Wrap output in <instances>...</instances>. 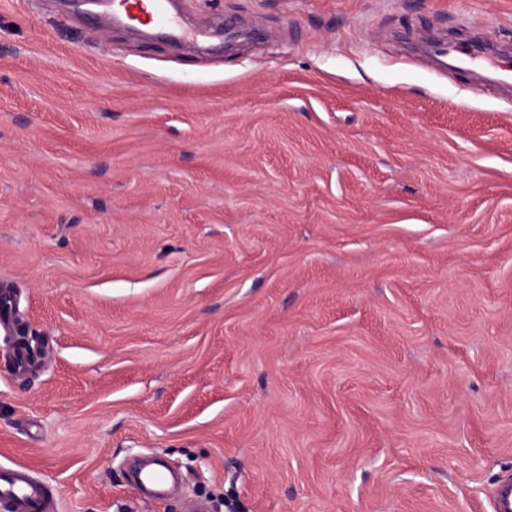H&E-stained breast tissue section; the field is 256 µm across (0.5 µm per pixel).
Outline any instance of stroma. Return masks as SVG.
Wrapping results in <instances>:
<instances>
[{"label":"stroma","instance_id":"obj_1","mask_svg":"<svg viewBox=\"0 0 512 512\" xmlns=\"http://www.w3.org/2000/svg\"><path fill=\"white\" fill-rule=\"evenodd\" d=\"M219 55L0 0V466L57 512H486L512 472V0H176ZM164 458L181 494L140 496ZM438 54L447 59L451 60V62L459 68L460 71L471 70L472 66H475L479 63L478 57L473 55L469 50L460 46H449L442 45L437 49Z\"/></svg>","mask_w":512,"mask_h":512}]
</instances>
